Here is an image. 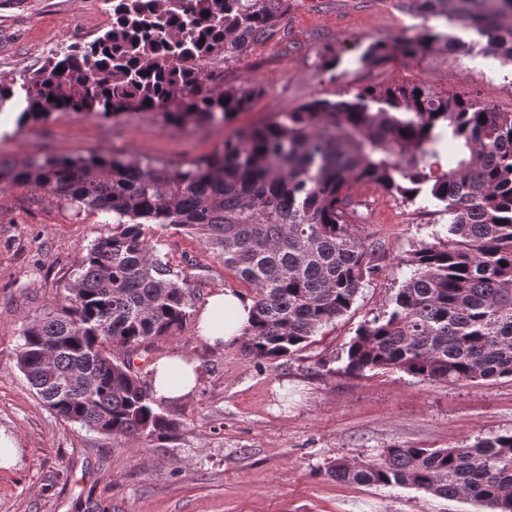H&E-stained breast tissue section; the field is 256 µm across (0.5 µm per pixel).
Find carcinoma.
<instances>
[{"label": "carcinoma", "mask_w": 512, "mask_h": 512, "mask_svg": "<svg viewBox=\"0 0 512 512\" xmlns=\"http://www.w3.org/2000/svg\"><path fill=\"white\" fill-rule=\"evenodd\" d=\"M408 2L421 31L370 45L362 61L414 56L441 39L471 50L441 34L455 24L485 39L481 51L512 63V0ZM288 7V0H112L107 31L23 76L20 120L141 108L174 127L222 124L260 96L224 89L223 63L275 38ZM447 136L457 144L448 158ZM10 183L112 214V226L81 250L74 287L22 330L16 353L28 382L67 422L127 439L179 430L134 370L135 357L184 327L191 307L188 275L169 265L145 225L199 237L254 290L244 351L278 360L348 312L378 269L382 245L355 224L351 190L359 183L404 202L428 196L448 223L402 259L410 276L390 311L356 330L345 372L512 379V112L418 84L369 86L350 99L313 98L277 112L187 170L33 157ZM326 473L512 512V431L459 448L393 446L365 461L335 459Z\"/></svg>", "instance_id": "obj_1"}]
</instances>
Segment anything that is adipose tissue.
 Instances as JSON below:
<instances>
[{
    "mask_svg": "<svg viewBox=\"0 0 512 512\" xmlns=\"http://www.w3.org/2000/svg\"><path fill=\"white\" fill-rule=\"evenodd\" d=\"M252 307V300L233 288L211 294L198 313V338L215 350L241 340L251 323ZM150 371L152 391L159 401L188 399L198 384L197 365L184 355L160 357Z\"/></svg>",
    "mask_w": 512,
    "mask_h": 512,
    "instance_id": "1",
    "label": "adipose tissue"
}]
</instances>
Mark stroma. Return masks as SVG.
Wrapping results in <instances>:
<instances>
[{"instance_id":"35a3bbf8","label":"stroma","mask_w":512,"mask_h":512,"mask_svg":"<svg viewBox=\"0 0 512 512\" xmlns=\"http://www.w3.org/2000/svg\"><path fill=\"white\" fill-rule=\"evenodd\" d=\"M281 32L224 67V85L262 95L221 125L174 128L154 111L115 118L55 112L18 123L0 108V170L34 155L90 154L189 168L248 125L316 98H351L360 88L418 84L462 92L512 112V68L480 50L437 49L386 64L358 58L374 41L415 36L422 20L399 0H289ZM109 0H0V74L20 77L51 52L89 41L110 24ZM335 51L326 71V51ZM359 230L385 257L352 308L287 359L245 356L241 343L215 351L197 336L195 313L214 291L240 288L203 242L150 225L149 237L175 270L188 272L191 320L155 350L198 364L193 397L163 404L176 438H115L57 417L16 364L21 330L61 300L76 278L81 248L104 214L30 186L0 183V430L16 436L18 458L0 468V512H480L412 488L340 483L337 458L367 460L391 446L458 448L512 431V381L478 385L422 381L399 371L345 373L346 347L364 320L391 307L420 241L447 223L437 205L410 204L370 184L352 190Z\"/></svg>"}]
</instances>
